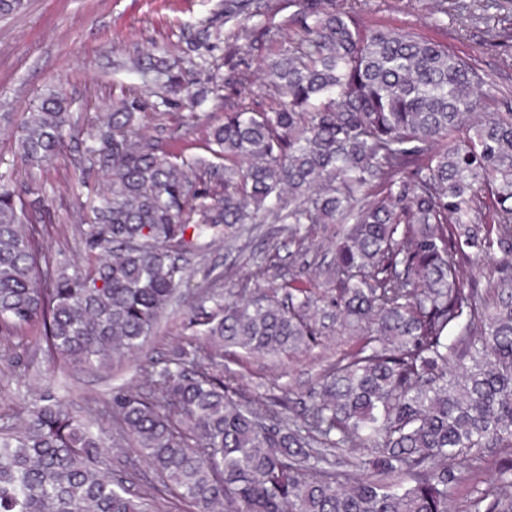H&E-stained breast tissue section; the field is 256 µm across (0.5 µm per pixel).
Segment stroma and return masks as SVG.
Segmentation results:
<instances>
[{
    "label": "stroma",
    "instance_id": "stroma-1",
    "mask_svg": "<svg viewBox=\"0 0 512 512\" xmlns=\"http://www.w3.org/2000/svg\"><path fill=\"white\" fill-rule=\"evenodd\" d=\"M25 0L22 10L0 15V183L15 189L38 186L49 208L43 218L44 253L56 268L86 264L84 229L90 205L104 185L103 176L88 170L78 143L93 128L112 101L135 88L151 85V76L135 69L136 60L154 55L189 71L195 88L217 89L219 100L195 120L186 109L147 112L142 131L162 150L203 154L207 126L224 120L225 108L267 109L278 94L261 79V60L295 38L311 4L325 11L350 12L389 28L409 29L448 46L457 55L478 60L495 96L487 100L495 110L498 95H512V68L502 58L512 45L494 44L488 30L500 26L496 0H466L479 22L461 18L459 0ZM64 89L70 102L71 138L42 166H29L17 149L15 136L23 113L40 96ZM331 224L307 228L303 248L288 241L282 224H238L225 239L200 240L191 258L192 270L179 296L161 323L144 356L101 373L75 363H54L42 347L19 349L20 361H0V426L19 423L26 415L28 393L51 381L55 394L74 414H83L92 400H111L114 391L140 390L147 385L146 362H164L178 348L213 350L204 334L206 312L216 304L278 286L300 276L308 287H321L320 263L329 262L335 249ZM357 337L338 326L325 329L314 344L280 355L225 348L216 369L226 386L268 412L288 403L302 408L308 393L337 359L353 349ZM116 473L129 475L147 512H195L165 488L145 463L134 442L106 439Z\"/></svg>",
    "mask_w": 512,
    "mask_h": 512
}]
</instances>
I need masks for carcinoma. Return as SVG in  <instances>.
Returning <instances> with one entry per match:
<instances>
[{
	"label": "carcinoma",
	"instance_id": "obj_1",
	"mask_svg": "<svg viewBox=\"0 0 512 512\" xmlns=\"http://www.w3.org/2000/svg\"><path fill=\"white\" fill-rule=\"evenodd\" d=\"M299 25L262 61L277 106L227 109L209 127L219 163L164 152L135 127L149 109L208 99L163 59L160 104L125 94L88 132L106 182L86 269L42 267L44 198L0 186V351L34 339L97 369L137 353L197 240L261 212L299 248L302 225H344L328 279L358 346L298 418L237 399L184 349L147 366L146 391L81 419L46 388L22 425L0 428V512H144L94 432L109 407L117 435L196 512H450L464 470L489 454L503 459L497 482L470 512H512V99L477 112L492 82L414 31L320 10ZM68 126L52 90L27 113L20 156L51 159ZM495 247L483 288L470 269ZM286 288L218 306L206 335L247 352L309 346L315 292ZM341 462L372 473L343 482Z\"/></svg>",
	"mask_w": 512,
	"mask_h": 512
}]
</instances>
